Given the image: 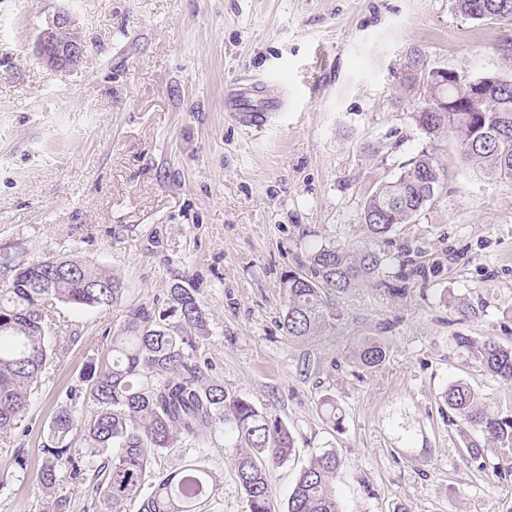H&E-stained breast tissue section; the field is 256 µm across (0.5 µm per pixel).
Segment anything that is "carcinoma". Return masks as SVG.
Instances as JSON below:
<instances>
[{"label":"carcinoma","mask_w":512,"mask_h":512,"mask_svg":"<svg viewBox=\"0 0 512 512\" xmlns=\"http://www.w3.org/2000/svg\"><path fill=\"white\" fill-rule=\"evenodd\" d=\"M465 17L512 24V0H454ZM469 79L442 85L432 81L428 100H448L446 112H418L419 127L429 136H452L464 161L481 172L512 183V78L497 76L476 101L468 97ZM445 172L429 153L420 154L395 179L382 183L364 202L362 224L367 238L384 239L401 224L414 221L441 187ZM382 259L369 246L350 251L336 246L313 249L307 269L288 276V304L282 328L295 338L308 336L339 317L329 295L344 292L378 273ZM0 288V437L16 428L32 391L53 358L46 343L48 321L59 303L107 309L122 297V282L113 273L72 259L18 261ZM178 318L172 325L168 318ZM207 314L195 290L181 282L168 292V308L157 318L132 317L99 363L88 367L83 395L70 396L53 417L55 446L46 449L41 483L49 487L59 474L84 476V464L64 444L68 433L82 430L89 455L102 448L112 456L94 470L96 490L107 512H126L140 498L151 464L166 448L184 438L199 439L221 431L240 449L236 474L245 497V512H276L270 498V468L289 459L294 439L277 415L208 381L192 363L193 339L203 337ZM492 375L512 385V346L469 336L456 338ZM386 347L364 342L358 360L368 368L386 359ZM460 432L473 430L481 440L465 446L477 469L512 475V414L491 409L485 398L464 382L443 394ZM332 429L342 425L336 401L321 399ZM339 460L324 448L303 467L284 512H340L333 484ZM218 491L215 473L193 462L153 485L138 512H198Z\"/></svg>","instance_id":"obj_1"}]
</instances>
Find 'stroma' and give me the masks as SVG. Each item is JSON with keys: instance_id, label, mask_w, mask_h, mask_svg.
I'll use <instances>...</instances> for the list:
<instances>
[{"instance_id": "stroma-1", "label": "stroma", "mask_w": 512, "mask_h": 512, "mask_svg": "<svg viewBox=\"0 0 512 512\" xmlns=\"http://www.w3.org/2000/svg\"><path fill=\"white\" fill-rule=\"evenodd\" d=\"M61 11L87 42L73 70L36 53ZM509 35L454 0H0V281L13 262L61 256L123 286L106 310L57 306L52 362L0 441V512H100L92 474L40 483L53 417L131 313L158 316L180 280L208 317L193 352L205 378L296 439L298 459L270 473L275 505L311 452L332 448L342 512H507L512 476L463 460L441 395L463 380L512 412V386L455 342L512 345V183L473 169L413 114L437 69L512 77L498 51ZM245 77L288 97L257 131L224 111L225 87ZM423 152L447 175L413 223L371 243L382 270L333 295L339 321L288 336L289 274L315 247L367 243L365 199ZM367 339L387 348L375 369L355 357ZM238 454L220 433L182 440L151 473L201 462L219 479L201 512H244Z\"/></svg>"}]
</instances>
